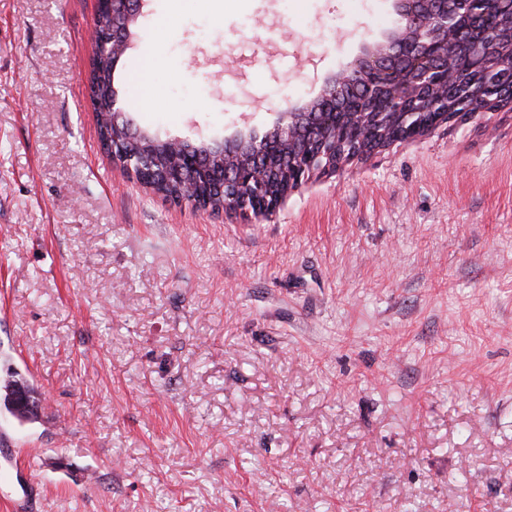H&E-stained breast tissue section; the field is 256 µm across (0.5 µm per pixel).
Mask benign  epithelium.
Listing matches in <instances>:
<instances>
[{
	"label": "benign epithelium",
	"mask_w": 512,
	"mask_h": 512,
	"mask_svg": "<svg viewBox=\"0 0 512 512\" xmlns=\"http://www.w3.org/2000/svg\"><path fill=\"white\" fill-rule=\"evenodd\" d=\"M397 24L380 39L363 45L360 55L337 75L328 78L315 99L289 107L278 113L273 131L294 140L300 132L301 121L316 112L318 121H336V113L346 112L354 135H343L342 140H320L313 152L302 157L303 163L294 165L293 177L281 193L253 207L248 204L236 208L235 213L247 219H267L273 215L288 194L315 174L334 171L344 163L362 158L390 145L385 139L373 138L378 114L391 112L405 121L416 114V103L438 96H448V87L454 84L459 69L451 65L456 59L471 62L482 55L480 43L497 31L501 15L512 12V0H393ZM144 0H97L99 35L95 45H112V59L119 61L131 48L135 38L132 24L137 22ZM512 97L501 95L472 107L470 112H432L429 117L405 128L404 139L421 137L448 123H463L479 112H486L509 102ZM141 130L127 119L125 104L120 94L112 97V146L110 158L126 168V174L136 178L128 159L120 158L115 145L137 137ZM253 145L261 138L253 131L238 133L225 140L224 156L229 164L224 174H215L201 164V155L190 154L187 141L168 138L161 144L180 155V165L162 173L169 180L182 177L184 169L203 178L223 179L224 186L244 190L254 184L266 188L267 169L260 162L264 150L254 152L246 163L235 160L245 140Z\"/></svg>",
	"instance_id": "benign-epithelium-1"
}]
</instances>
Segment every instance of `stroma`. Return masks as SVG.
<instances>
[{"label":"stroma","mask_w":512,"mask_h":512,"mask_svg":"<svg viewBox=\"0 0 512 512\" xmlns=\"http://www.w3.org/2000/svg\"><path fill=\"white\" fill-rule=\"evenodd\" d=\"M96 0H0V367L32 512H512V108L253 223L101 150ZM392 0H147L115 83L161 137L270 128ZM23 401L26 404H23ZM35 406L38 403L37 392L33 385H30L22 378L9 379L7 383L0 385V410L5 412L20 423L31 422L35 419L36 414L30 409H26L28 404Z\"/></svg>","instance_id":"35a3bbf8"}]
</instances>
